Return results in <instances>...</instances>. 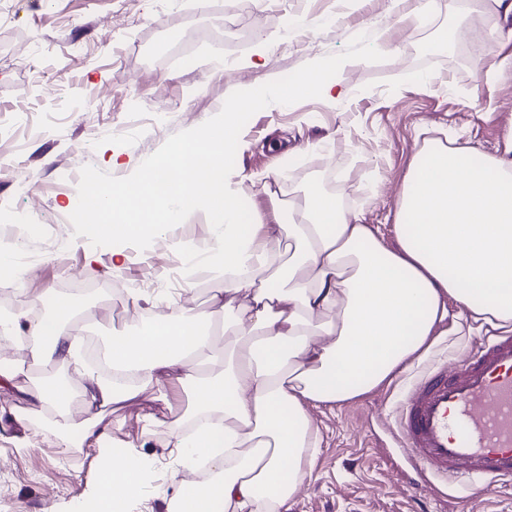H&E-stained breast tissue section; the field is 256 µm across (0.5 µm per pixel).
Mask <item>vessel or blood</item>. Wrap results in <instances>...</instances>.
I'll list each match as a JSON object with an SVG mask.
<instances>
[{
    "instance_id": "obj_1",
    "label": "vessel or blood",
    "mask_w": 512,
    "mask_h": 512,
    "mask_svg": "<svg viewBox=\"0 0 512 512\" xmlns=\"http://www.w3.org/2000/svg\"><path fill=\"white\" fill-rule=\"evenodd\" d=\"M399 431L417 481L512 483V335H492L454 371L419 381Z\"/></svg>"
}]
</instances>
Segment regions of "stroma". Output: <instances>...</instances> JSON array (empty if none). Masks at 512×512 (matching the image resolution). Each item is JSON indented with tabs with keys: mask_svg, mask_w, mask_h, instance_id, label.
I'll return each mask as SVG.
<instances>
[{
	"mask_svg": "<svg viewBox=\"0 0 512 512\" xmlns=\"http://www.w3.org/2000/svg\"><path fill=\"white\" fill-rule=\"evenodd\" d=\"M225 0H0V117L62 112L66 118L10 148L19 166L0 168V198L11 199L26 223L41 225L24 247L39 255L35 273L0 271V301L23 312L0 341V367L20 369L0 380V512H75L97 469L92 443L81 441L86 414H69L76 447L63 449L42 421L28 417L20 393L39 369L25 344V324L45 289L71 292L87 335L106 339L144 326L154 300L173 294L203 311L224 282L206 262L201 279L184 280L182 242L211 248L218 230L208 203L182 223L145 238L113 241L94 223L71 224L73 190L61 171L83 158L86 172L120 189L139 179L151 157L172 142L221 122L227 105L248 90L274 91L284 74L330 64L341 97L318 93L289 102L272 98L250 108L240 146L225 165L226 189L249 224H271L283 203L302 201L318 187L344 196L364 224L377 226L398 248L395 215L405 176L429 141L472 147L498 157L512 151V75L498 64L512 55V13L477 0H439L428 15L401 17L391 0H235L234 34L224 32ZM388 37L392 51L380 49ZM194 58L191 67L180 56ZM58 88L46 99L44 82ZM163 111L161 125L126 128L130 103ZM42 192L30 208L16 188L18 171ZM123 262L113 267L112 253ZM427 349L411 366L372 391L334 408H310L321 445L312 473L290 512H512V487L477 495L467 483H409L407 453L398 441L404 399L416 378L454 366L492 323L455 302ZM190 397L139 400L103 409L115 447L139 449L154 462L130 512H169L172 478L182 466L162 420L181 415ZM121 428H113V421Z\"/></svg>",
	"mask_w": 512,
	"mask_h": 512,
	"instance_id": "35a3bbf8",
	"label": "stroma"
}]
</instances>
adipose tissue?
I'll return each instance as SVG.
<instances>
[{
  "mask_svg": "<svg viewBox=\"0 0 512 512\" xmlns=\"http://www.w3.org/2000/svg\"><path fill=\"white\" fill-rule=\"evenodd\" d=\"M238 146L230 105L223 125L173 142L149 161V176L94 200L100 228L126 238L210 203L224 229L209 262L224 287L210 306L237 344L217 359L210 313L171 302L147 325L113 335L106 354L133 381L92 376L82 392L83 436L100 459L91 512H126L151 470L137 449L112 447L99 426L107 405L145 393L166 399L174 382L193 391L190 412L163 428L184 467L205 461L212 478L176 482L170 512H289L319 446L308 405L352 400L406 368L447 300L474 318L512 322V159L425 145L405 179L393 250L333 192L284 206L276 223H242L221 178ZM75 315L74 301L57 297L28 324L35 363L78 361Z\"/></svg>",
  "mask_w": 512,
  "mask_h": 512,
  "instance_id": "ef3b65f1",
  "label": "adipose tissue"
}]
</instances>
